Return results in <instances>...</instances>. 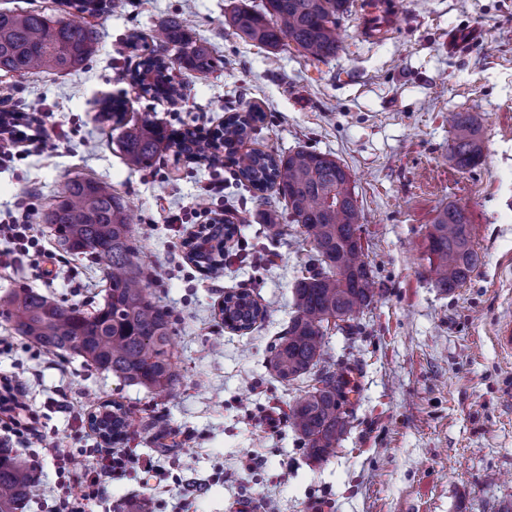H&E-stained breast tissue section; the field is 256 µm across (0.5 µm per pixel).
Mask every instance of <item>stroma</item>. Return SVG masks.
<instances>
[{"label": "stroma", "instance_id": "35a3bbf8", "mask_svg": "<svg viewBox=\"0 0 512 512\" xmlns=\"http://www.w3.org/2000/svg\"><path fill=\"white\" fill-rule=\"evenodd\" d=\"M237 2L126 0L92 16L102 39L82 69L0 76V96L43 114L47 133L62 136L54 156L33 150L0 168V222L30 201L28 221L53 253L0 270V298L24 287L89 312L101 303L104 264L58 251L39 213L68 178L108 181L134 212L133 245L170 314L180 382L157 395L81 357L44 352L1 318L14 348L0 354V372L29 367L27 401L74 475L85 469L83 449L101 445L88 412L116 402L132 416L124 445L152 469L113 477L89 512H117L130 499L146 500L148 512H512V357L494 341L512 319V0H392L390 25L372 33L370 0H354L325 63L245 43L225 21ZM170 15L224 65L206 76L172 66L179 93L166 98L132 82L130 39L150 37ZM115 96L127 118L181 130L215 129L250 107L260 119L241 153L315 150L348 168L376 295L358 316L359 335L325 338L324 364H341L352 389L349 425L329 460H313L288 419L311 380L285 383L268 368L310 243L269 237L264 206L230 170L169 150L151 168L129 169L100 115ZM453 112L481 117L484 160L467 172L448 159ZM219 178L223 195L205 193ZM448 204L466 211L479 264L444 293L428 276L426 234ZM172 210L186 223L166 224ZM214 217L233 220L254 249L218 283L181 247ZM242 290L269 308L246 333L225 327L221 312L225 295ZM249 452L262 463L245 471Z\"/></svg>", "mask_w": 512, "mask_h": 512}]
</instances>
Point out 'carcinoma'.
<instances>
[{"instance_id": "cac0c4a2", "label": "carcinoma", "mask_w": 512, "mask_h": 512, "mask_svg": "<svg viewBox=\"0 0 512 512\" xmlns=\"http://www.w3.org/2000/svg\"><path fill=\"white\" fill-rule=\"evenodd\" d=\"M352 0H244L227 17L228 24L246 42L268 50L294 46L304 58L326 62L339 50L336 28L350 11ZM99 29L88 21L53 18L41 11H0V72L21 78L41 71L67 73L82 68L95 55ZM154 48L133 79L148 84L156 94L177 93L164 86L175 49L179 67L209 72L224 65L204 44L188 38L182 19L170 15L151 36ZM101 116L114 121L115 140L131 169L150 167L163 149L182 146L190 158L203 160L223 148L235 152L257 111L249 109L227 117L219 130L203 136L194 131L169 133L151 118L131 124L125 103H105ZM449 160L467 171L484 157L481 125L474 112H456L451 120ZM237 181L263 193L272 190L285 202L291 228L313 244L305 273L293 288L294 315L285 333L271 346L270 367L285 382L313 377L312 390L295 402L289 419L311 454L326 460L347 429L349 381L342 371L320 366L325 336L331 328L353 336L359 333L357 314L373 296V273L364 258L360 236L361 210L350 186L351 177L335 158L306 149L278 155L253 151L238 165ZM61 249L70 254L102 259L107 265L108 288L103 304L87 312L46 298L31 288H17L3 300L0 316L38 346L82 357L96 368L124 382L154 393H170L179 383L173 361L168 312L149 291L134 247L132 220L124 196L112 184L91 178L69 179L42 214ZM429 279L448 293L463 286L478 265L472 247L466 211L446 205L427 232ZM223 250L218 239L207 253L192 259L210 271L211 255ZM241 300V330L264 319L267 310L247 291L227 295ZM37 492L31 469L18 454H0V512H23Z\"/></svg>"}]
</instances>
